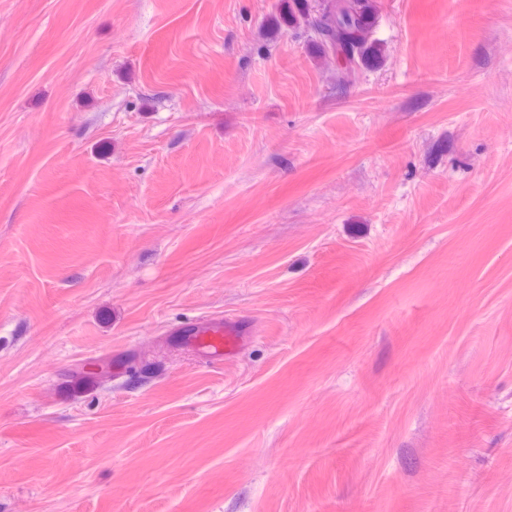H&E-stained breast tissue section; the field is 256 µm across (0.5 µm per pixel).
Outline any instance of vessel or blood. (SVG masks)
Returning a JSON list of instances; mask_svg holds the SVG:
<instances>
[{
	"label": "vessel or blood",
	"instance_id": "vessel-or-blood-1",
	"mask_svg": "<svg viewBox=\"0 0 512 512\" xmlns=\"http://www.w3.org/2000/svg\"><path fill=\"white\" fill-rule=\"evenodd\" d=\"M179 345L204 363L219 365L233 358L249 333L237 321L224 317H199L176 333Z\"/></svg>",
	"mask_w": 512,
	"mask_h": 512
}]
</instances>
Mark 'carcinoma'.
I'll return each instance as SVG.
<instances>
[{
  "label": "carcinoma",
  "mask_w": 512,
  "mask_h": 512,
  "mask_svg": "<svg viewBox=\"0 0 512 512\" xmlns=\"http://www.w3.org/2000/svg\"><path fill=\"white\" fill-rule=\"evenodd\" d=\"M378 14V0H282L270 30H307L312 53L330 63L336 84L345 86L384 61V46L374 38Z\"/></svg>",
  "instance_id": "carcinoma-1"
}]
</instances>
